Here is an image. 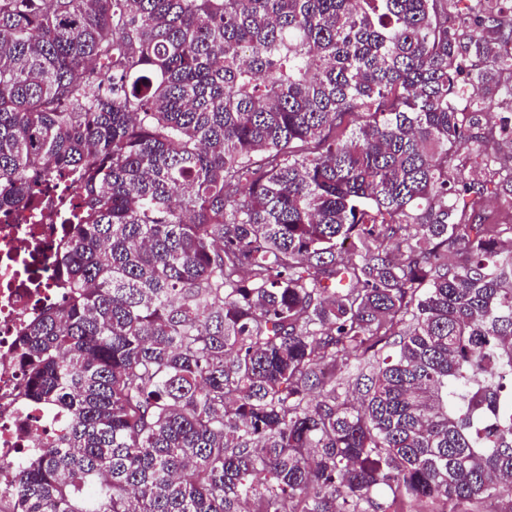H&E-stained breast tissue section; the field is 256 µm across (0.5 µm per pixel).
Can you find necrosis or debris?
I'll return each mask as SVG.
<instances>
[{
  "label": "necrosis or debris",
  "instance_id": "1",
  "mask_svg": "<svg viewBox=\"0 0 512 512\" xmlns=\"http://www.w3.org/2000/svg\"><path fill=\"white\" fill-rule=\"evenodd\" d=\"M77 202L78 183L68 179L47 189L38 206L20 203L0 215V492L8 490L15 468L33 452L34 433H49L54 426L23 401L17 342L59 296L55 253Z\"/></svg>",
  "mask_w": 512,
  "mask_h": 512
}]
</instances>
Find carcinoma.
I'll return each instance as SVG.
<instances>
[{"label":"carcinoma","mask_w":512,"mask_h":512,"mask_svg":"<svg viewBox=\"0 0 512 512\" xmlns=\"http://www.w3.org/2000/svg\"><path fill=\"white\" fill-rule=\"evenodd\" d=\"M502 93L512 0H0V210L83 182L11 512H512ZM490 224H510L512 199L510 197H489L485 204Z\"/></svg>","instance_id":"carcinoma-1"}]
</instances>
